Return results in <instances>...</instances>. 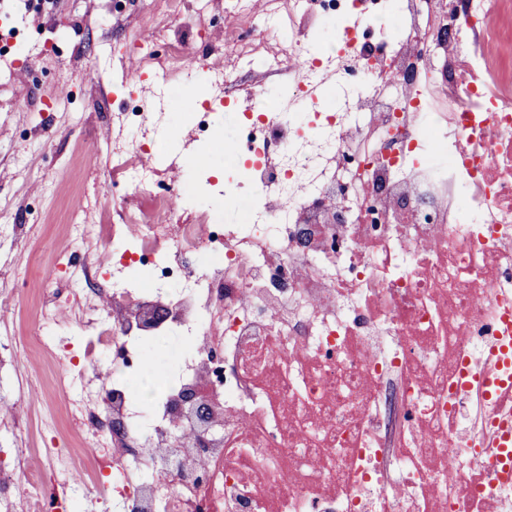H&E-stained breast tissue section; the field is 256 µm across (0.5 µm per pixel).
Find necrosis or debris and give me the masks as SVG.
<instances>
[{
    "mask_svg": "<svg viewBox=\"0 0 512 512\" xmlns=\"http://www.w3.org/2000/svg\"><path fill=\"white\" fill-rule=\"evenodd\" d=\"M277 2L258 20L250 0H196L239 25L236 71L163 26L131 39L148 75H203L230 107L282 76L288 109L241 112L220 215L185 208L164 169L115 164L112 253L146 282L108 280L88 248L102 182L71 203L38 326L0 335V368L36 356L66 390L63 408L0 418L44 438L38 466L0 467L9 512H71L73 472L91 512H134L146 481L153 512H512V478L488 466L512 429V0ZM116 119L125 152H150L140 99ZM74 320L75 352L58 338ZM160 338L173 380L146 412L89 375L143 370ZM187 386L223 425L190 461L203 483L154 467L193 445L171 411Z\"/></svg>",
    "mask_w": 512,
    "mask_h": 512,
    "instance_id": "1",
    "label": "necrosis or debris"
}]
</instances>
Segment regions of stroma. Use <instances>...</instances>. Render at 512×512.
<instances>
[{
	"label": "stroma",
	"instance_id": "35a3bbf8",
	"mask_svg": "<svg viewBox=\"0 0 512 512\" xmlns=\"http://www.w3.org/2000/svg\"><path fill=\"white\" fill-rule=\"evenodd\" d=\"M182 2L180 15L164 17L153 0H0V215L34 226L43 254L65 241V209L86 180L111 179L112 149L126 136L112 114L128 90L154 100L148 83L129 82L141 64L118 44L158 23L183 32L194 0ZM60 86L69 91L61 104ZM34 370L50 368L34 358L0 373V416L23 401L34 410L62 401L51 388L18 396L17 377Z\"/></svg>",
	"mask_w": 512,
	"mask_h": 512
}]
</instances>
